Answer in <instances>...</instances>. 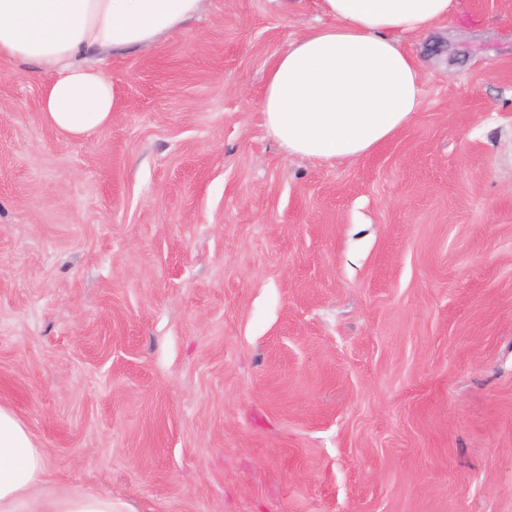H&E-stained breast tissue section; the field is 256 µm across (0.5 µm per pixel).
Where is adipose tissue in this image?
<instances>
[{
  "label": "adipose tissue",
  "instance_id": "ef3b65f1",
  "mask_svg": "<svg viewBox=\"0 0 512 512\" xmlns=\"http://www.w3.org/2000/svg\"><path fill=\"white\" fill-rule=\"evenodd\" d=\"M457 0H321L328 24L291 40L268 70L261 109L291 155L358 158L422 106L410 38L448 18ZM202 0H0V58L52 72L40 110L78 137L112 118V82L83 65L94 48L145 50L199 14ZM49 462L27 427L0 406V512H113L110 496H40Z\"/></svg>",
  "mask_w": 512,
  "mask_h": 512
}]
</instances>
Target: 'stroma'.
I'll return each mask as SVG.
<instances>
[{"label": "stroma", "mask_w": 512, "mask_h": 512, "mask_svg": "<svg viewBox=\"0 0 512 512\" xmlns=\"http://www.w3.org/2000/svg\"><path fill=\"white\" fill-rule=\"evenodd\" d=\"M320 0H205L91 54L75 139L0 61V405L115 512H512V0L410 43L423 106L288 155L268 68Z\"/></svg>", "instance_id": "obj_1"}]
</instances>
